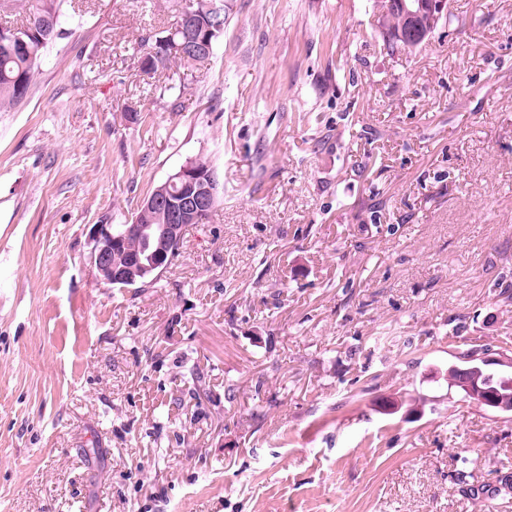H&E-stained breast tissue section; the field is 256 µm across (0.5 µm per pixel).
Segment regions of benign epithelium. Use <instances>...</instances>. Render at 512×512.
<instances>
[{
  "instance_id": "benign-epithelium-1",
  "label": "benign epithelium",
  "mask_w": 512,
  "mask_h": 512,
  "mask_svg": "<svg viewBox=\"0 0 512 512\" xmlns=\"http://www.w3.org/2000/svg\"><path fill=\"white\" fill-rule=\"evenodd\" d=\"M224 0H193L190 15L197 16L224 9ZM449 0H381L375 20H384L390 14L401 17L400 26L385 36V40L413 49L430 41L436 23L447 18ZM184 46L167 38L155 43L151 54L157 57L183 54ZM217 185L213 176L187 163L170 176L165 183L155 188L144 199L140 210L162 214L166 223L157 228V244L146 256L135 252H124V260H113V251L121 245L122 235L112 233V225L96 224L92 231L94 246L89 261L100 279L108 284L133 285L153 272L163 273L169 267V250L174 243H182L184 232L192 224H199L215 206ZM485 366L508 365L512 357L500 350H491L477 355Z\"/></svg>"
}]
</instances>
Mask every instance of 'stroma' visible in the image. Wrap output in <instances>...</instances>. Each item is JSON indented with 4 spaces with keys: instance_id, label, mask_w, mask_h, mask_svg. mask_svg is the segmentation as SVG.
<instances>
[{
    "instance_id": "1",
    "label": "stroma",
    "mask_w": 512,
    "mask_h": 512,
    "mask_svg": "<svg viewBox=\"0 0 512 512\" xmlns=\"http://www.w3.org/2000/svg\"><path fill=\"white\" fill-rule=\"evenodd\" d=\"M72 0L0 112V512H512V414L448 384L512 337V0L415 52L375 0ZM219 202L153 287L89 262L186 162Z\"/></svg>"
}]
</instances>
